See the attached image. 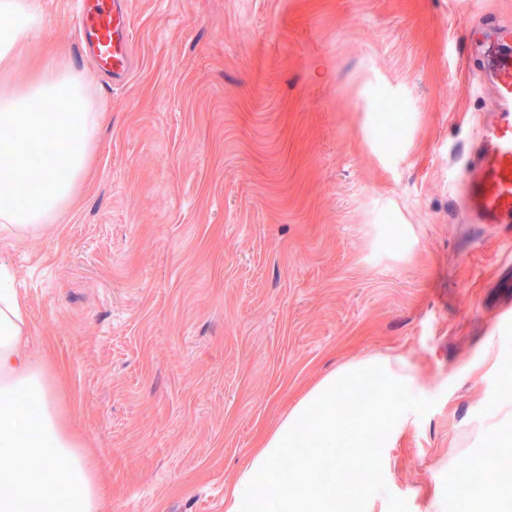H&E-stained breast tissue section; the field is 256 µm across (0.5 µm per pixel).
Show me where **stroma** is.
<instances>
[{"mask_svg": "<svg viewBox=\"0 0 512 512\" xmlns=\"http://www.w3.org/2000/svg\"><path fill=\"white\" fill-rule=\"evenodd\" d=\"M45 41L106 111L56 223L0 233L105 512H224V490L341 363L402 359L419 388L384 512H462L458 431L496 419L512 364V227L456 180L492 102L479 44L512 0H126L133 67L93 72L70 0ZM401 103L376 127L379 97Z\"/></svg>", "mask_w": 512, "mask_h": 512, "instance_id": "35a3bbf8", "label": "stroma"}]
</instances>
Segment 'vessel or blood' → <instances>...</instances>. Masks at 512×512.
Here are the masks:
<instances>
[{
	"instance_id": "obj_1",
	"label": "vessel or blood",
	"mask_w": 512,
	"mask_h": 512,
	"mask_svg": "<svg viewBox=\"0 0 512 512\" xmlns=\"http://www.w3.org/2000/svg\"><path fill=\"white\" fill-rule=\"evenodd\" d=\"M73 15L96 70L124 79L131 63L129 21L119 0H74ZM483 55L494 105L461 184L472 223L512 225V51L490 44Z\"/></svg>"
}]
</instances>
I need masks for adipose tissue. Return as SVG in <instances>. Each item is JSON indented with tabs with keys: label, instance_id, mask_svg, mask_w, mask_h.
<instances>
[{
	"label": "adipose tissue",
	"instance_id": "adipose-tissue-1",
	"mask_svg": "<svg viewBox=\"0 0 512 512\" xmlns=\"http://www.w3.org/2000/svg\"><path fill=\"white\" fill-rule=\"evenodd\" d=\"M37 0H0V230L23 236L55 223L92 164L106 115L84 75L60 53L25 75L16 47L45 36ZM46 147L32 165L30 142ZM0 267V512H102L101 474L70 430L57 377L28 350V313ZM482 366L499 373V418L463 431L454 448L476 467L512 458V369L486 344ZM405 365L380 357L340 364L306 389L262 439L259 451L224 492V512H374L364 492L385 477L388 448L403 432L402 406L413 396ZM363 398L361 412L340 406ZM294 454L295 465L278 464Z\"/></svg>",
	"mask_w": 512,
	"mask_h": 512
}]
</instances>
